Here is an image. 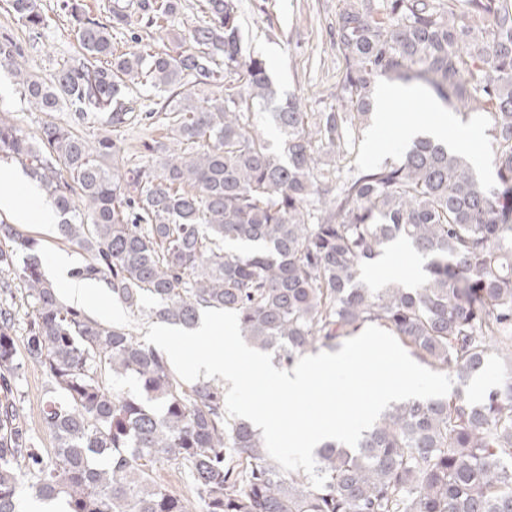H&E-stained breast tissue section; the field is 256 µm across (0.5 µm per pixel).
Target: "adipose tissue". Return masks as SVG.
I'll use <instances>...</instances> for the list:
<instances>
[{
    "label": "adipose tissue",
    "mask_w": 512,
    "mask_h": 512,
    "mask_svg": "<svg viewBox=\"0 0 512 512\" xmlns=\"http://www.w3.org/2000/svg\"><path fill=\"white\" fill-rule=\"evenodd\" d=\"M0 216L13 224L50 226L57 221L54 208L38 189L26 183L18 170L5 166H0ZM52 276L59 285L61 296L81 309L96 310L107 292L102 282L77 276L69 259L64 257L57 261Z\"/></svg>",
    "instance_id": "1"
}]
</instances>
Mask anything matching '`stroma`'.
Instances as JSON below:
<instances>
[{"label": "stroma", "instance_id": "1", "mask_svg": "<svg viewBox=\"0 0 512 512\" xmlns=\"http://www.w3.org/2000/svg\"><path fill=\"white\" fill-rule=\"evenodd\" d=\"M40 4L49 25L36 35L14 19L7 0H0V33L8 34L20 46L26 71L48 79L75 54L78 43L68 17L60 10L61 0H40ZM342 5V0H241L244 41L251 54L267 61L279 99L297 97L309 112H322L334 105L333 94L344 68L336 49V15ZM435 104L427 95L412 96L402 107L378 115L356 143V163L373 164L401 153L406 147L400 133L402 122L432 123ZM0 115L12 117L33 134L45 120L5 70L0 71ZM19 390L42 448H51L50 436L39 427L45 390L40 369L26 367Z\"/></svg>", "mask_w": 512, "mask_h": 512}]
</instances>
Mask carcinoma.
<instances>
[{"mask_svg": "<svg viewBox=\"0 0 512 512\" xmlns=\"http://www.w3.org/2000/svg\"><path fill=\"white\" fill-rule=\"evenodd\" d=\"M9 8L45 28L39 0ZM63 9L80 51L48 82L0 38V68L49 117L37 136L0 117V157L53 198L59 240L87 255L77 275L106 281L133 314L184 328L207 308L232 310L242 337L281 367L369 325L462 385L491 355L512 360V0H345L339 106L327 112L275 101L266 62L243 54L239 0H202L190 45L172 51L116 53L112 39L174 26L182 0H115L99 18L72 0ZM382 76L486 118L495 182L430 138L396 159L332 164L371 125ZM131 84L162 97L165 135L143 142L146 164L126 167L117 137L92 144L55 121L67 106L80 120L107 114L117 131L135 111ZM265 114L278 149L255 133ZM396 243L425 260L422 283L369 286L364 272ZM14 282L31 308L22 336ZM28 363L46 378L49 451L18 398ZM165 461L192 498L155 480ZM315 461L321 488L282 471L261 430L226 418L224 386L183 381L126 327L63 303L37 239L0 219V512H18L23 479L67 512H512V376L478 401L458 388L396 402L357 447L327 441Z\"/></svg>", "mask_w": 512, "mask_h": 512, "instance_id": "obj_1", "label": "carcinoma"}]
</instances>
